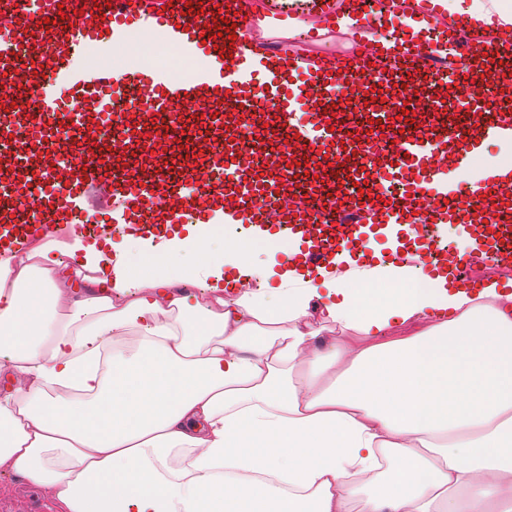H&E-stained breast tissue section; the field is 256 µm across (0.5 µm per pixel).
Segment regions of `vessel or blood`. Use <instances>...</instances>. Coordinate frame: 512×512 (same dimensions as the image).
<instances>
[{
  "instance_id": "vessel-or-blood-1",
  "label": "vessel or blood",
  "mask_w": 512,
  "mask_h": 512,
  "mask_svg": "<svg viewBox=\"0 0 512 512\" xmlns=\"http://www.w3.org/2000/svg\"><path fill=\"white\" fill-rule=\"evenodd\" d=\"M245 0H13L0 9V74L12 72L20 49L32 61L27 85L44 88L37 101L26 92L0 96V141L12 139L17 125L33 129L34 138L0 159V179L16 191L35 188L38 208L0 206V254L18 252L50 227L73 225L89 209L93 194L103 203L95 237L107 239L113 226L129 235L160 237L183 222L186 204L193 203L206 219L221 217L248 225L252 240L272 225L264 198L294 196L280 227L296 238L301 256L315 269L329 265L336 253L349 251L366 258L367 229L405 224L412 231L433 224H468L476 248L464 256L437 253L436 265L451 266L467 281L483 276L486 260L512 269V243L500 230L512 225V198L503 196L505 181L489 174L460 192L454 172L491 141H512V104L493 105L480 88L456 106L449 90L477 79L484 70L498 74L501 96L512 101V43L494 35L482 37L464 65L448 63L444 51L473 27L465 15L443 27L433 43L393 36L372 38L367 27L352 29L354 46L341 56H301L272 35L259 47L248 33ZM144 21L163 30L167 40L198 62L191 78L177 80L155 65L132 67L126 79L77 66L65 54L50 51L53 42L82 46L91 54L106 53L123 40L129 25ZM360 82L359 95L369 100V129L357 144L346 138L344 106L353 92L346 79ZM429 92L416 130L404 112L411 104L403 92L390 88L391 79ZM134 85L135 105L105 114L101 90L123 96ZM326 89L308 119H299L303 90ZM51 87L68 91L76 100L64 107L48 95ZM264 111H256V103ZM201 107V135L187 133L175 122L177 108ZM468 112L488 113V120L467 126ZM111 121L112 145L85 141L80 159L65 179L55 175L53 153L62 133L89 131ZM248 125L253 132L240 147L228 130ZM292 144L295 157L260 173L252 160L278 141ZM113 163H105V154ZM309 173L305 188L292 181L296 162ZM357 184L343 194L345 182Z\"/></svg>"
}]
</instances>
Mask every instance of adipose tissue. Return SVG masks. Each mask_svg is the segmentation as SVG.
Wrapping results in <instances>:
<instances>
[{
  "mask_svg": "<svg viewBox=\"0 0 512 512\" xmlns=\"http://www.w3.org/2000/svg\"><path fill=\"white\" fill-rule=\"evenodd\" d=\"M210 241L198 224L164 238L140 278L130 252L75 232L0 258V357L27 381L0 391V469L54 488L63 512H512V294L498 281L474 296L447 272L416 282L344 251L355 278L268 265L276 298L228 300L224 272L251 267V248L215 256ZM187 254L204 268L172 273ZM202 277L212 304L190 306L181 288ZM323 292L324 320L357 344L316 349ZM426 317L420 334H386ZM128 331L137 344L112 348Z\"/></svg>",
  "mask_w": 512,
  "mask_h": 512,
  "instance_id": "1",
  "label": "adipose tissue"
}]
</instances>
